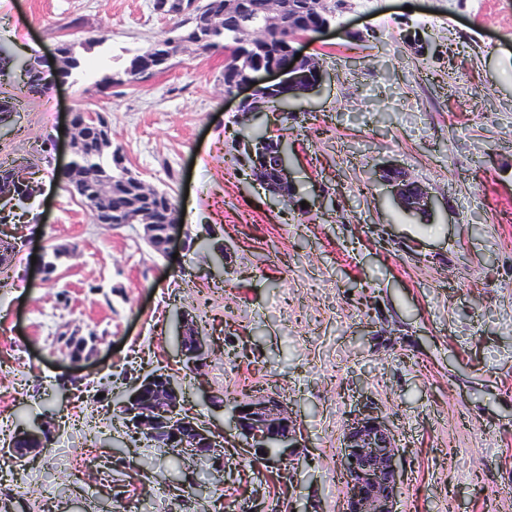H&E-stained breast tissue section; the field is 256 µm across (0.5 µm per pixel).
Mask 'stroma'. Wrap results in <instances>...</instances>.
I'll return each mask as SVG.
<instances>
[{"label":"stroma","instance_id":"1","mask_svg":"<svg viewBox=\"0 0 512 512\" xmlns=\"http://www.w3.org/2000/svg\"><path fill=\"white\" fill-rule=\"evenodd\" d=\"M175 26L152 0H0L14 56L46 64L65 41L87 68L31 97L0 85L19 101L0 162L51 182L34 203L39 236L0 224L18 243L0 291V507L341 512V438L368 404L395 432L398 512H512V0H349L304 45L326 77L289 120L225 100L220 46L184 47L167 69L105 88ZM75 109L103 113L128 168L184 210L173 255L139 225L95 223L63 188ZM262 125L293 148L285 205L249 176L242 143ZM388 164L426 186L433 209L398 205L376 178ZM216 241L226 266L197 248ZM61 245L70 257L42 281L32 258ZM184 311L208 353L185 408L224 425L240 391L278 396L300 423L299 457L228 448L217 465L130 439L114 405L151 370L186 374ZM67 330L96 336L74 391ZM44 423L59 457L15 463L18 426ZM94 446L108 481L84 468Z\"/></svg>","mask_w":512,"mask_h":512}]
</instances>
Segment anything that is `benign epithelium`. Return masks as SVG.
Here are the masks:
<instances>
[{
    "label": "benign epithelium",
    "instance_id": "benign-epithelium-1",
    "mask_svg": "<svg viewBox=\"0 0 512 512\" xmlns=\"http://www.w3.org/2000/svg\"><path fill=\"white\" fill-rule=\"evenodd\" d=\"M306 0H268L269 22L274 23L280 12L288 10L293 16L302 12ZM153 9L162 16L195 17L204 12L202 0H153ZM332 23L327 21L317 27L315 34L296 31L288 35L283 52L268 63H261L224 88V98L240 99L239 111L263 110L259 101L261 94L288 90L296 98H301L324 80V70L312 56L301 53L300 45L310 42L325 31ZM301 57H296V54ZM279 81L270 83L268 78ZM69 125L71 145L93 135L106 148L112 147V128L100 112L70 113ZM273 152L281 157L288 155L283 141H273L269 145L257 144L249 149L250 157ZM253 180L258 182L270 196L287 203L292 193V178L287 162L274 168L255 165L251 169ZM380 179L389 185L398 203L411 212L425 213L432 208L433 199L427 188L409 177L397 166H386L379 170ZM111 192L106 186H98L92 193L96 204L94 214L101 220L112 222V213L106 209ZM142 202L133 200L126 223L141 226L143 239L165 255L172 243L179 237L181 224L178 209L170 208L164 219L163 236H157L158 224L153 213L141 209ZM181 356L193 369L204 365L205 343L202 333L193 320L183 319ZM123 406L128 425L133 430L144 433L160 447L168 450L183 449L200 461L216 462L220 441L210 423L181 411L183 407L182 389L173 380L161 373H153L139 379L132 391L124 396ZM232 430L234 437L244 446L253 450V457L267 459L266 449L276 448L280 455H292L299 447L300 429L288 406L273 395L255 396L231 407ZM23 436L37 443L33 448H14L12 452L23 462L31 455L42 451L38 443L50 436V428L36 426L22 430ZM340 469L346 482L342 512H397L402 471L397 460V448L392 428L385 419L372 411L360 412L349 419L342 434Z\"/></svg>",
    "mask_w": 512,
    "mask_h": 512
}]
</instances>
